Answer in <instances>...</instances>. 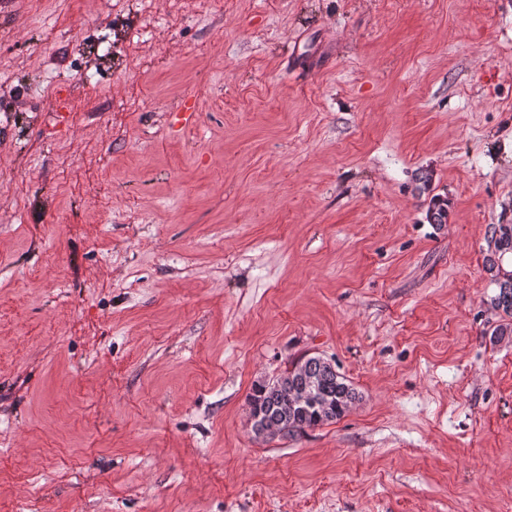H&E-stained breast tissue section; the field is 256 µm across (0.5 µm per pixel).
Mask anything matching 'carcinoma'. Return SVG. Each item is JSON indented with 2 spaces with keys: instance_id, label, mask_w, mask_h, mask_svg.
Returning <instances> with one entry per match:
<instances>
[{
  "instance_id": "cac0c4a2",
  "label": "carcinoma",
  "mask_w": 512,
  "mask_h": 512,
  "mask_svg": "<svg viewBox=\"0 0 512 512\" xmlns=\"http://www.w3.org/2000/svg\"><path fill=\"white\" fill-rule=\"evenodd\" d=\"M508 254L512 255V224H495L486 258V269L498 287V292L490 298V306L501 318V323L490 333V342L494 344L512 336V270L506 271L502 266ZM305 366L303 372L294 362L288 368V391L308 396L307 402L288 409V414H281L272 382L255 385L248 398L250 408L261 417L283 423L290 438L340 419L358 400V392L347 379L320 362L319 357H311Z\"/></svg>"
}]
</instances>
